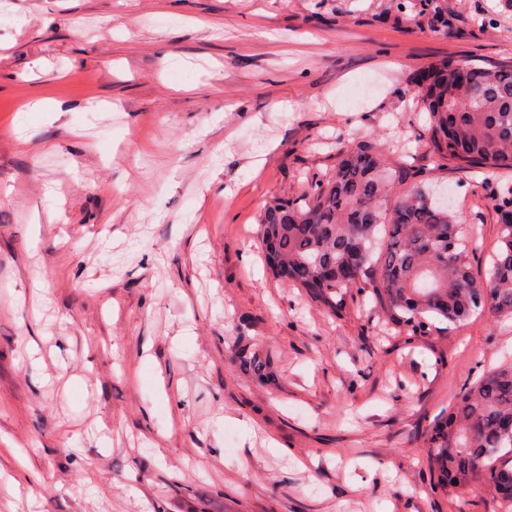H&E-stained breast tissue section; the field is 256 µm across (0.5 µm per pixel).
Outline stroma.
<instances>
[{
	"label": "stroma",
	"mask_w": 512,
	"mask_h": 512,
	"mask_svg": "<svg viewBox=\"0 0 512 512\" xmlns=\"http://www.w3.org/2000/svg\"><path fill=\"white\" fill-rule=\"evenodd\" d=\"M470 59L512 64V0H0V512H499L437 485L424 430L512 322L334 314L258 235L378 148L442 181L483 279L499 180L441 164L410 95ZM240 366L252 373L260 382H265L270 378L272 360L267 353L257 349L244 350L238 356Z\"/></svg>",
	"instance_id": "stroma-1"
}]
</instances>
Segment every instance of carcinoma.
I'll list each match as a JSON object with an SVG mask.
<instances>
[{
  "mask_svg": "<svg viewBox=\"0 0 512 512\" xmlns=\"http://www.w3.org/2000/svg\"><path fill=\"white\" fill-rule=\"evenodd\" d=\"M429 72L432 81L420 78L412 95L428 116L430 151L461 169L512 173V64L444 62ZM495 206L497 249L478 281L470 267L475 241L426 180L379 152L350 147L307 197L274 198L260 236L272 276L313 303L339 314L353 295H369L392 324L421 337L436 320L455 325L478 312L512 320V182L498 187ZM238 359L257 380L270 378L268 354L247 349ZM425 444L446 488L478 478L490 486L511 482L512 468L487 461L512 448V360L462 384L429 424Z\"/></svg>",
  "mask_w": 512,
  "mask_h": 512,
  "instance_id": "carcinoma-1",
  "label": "carcinoma"
}]
</instances>
